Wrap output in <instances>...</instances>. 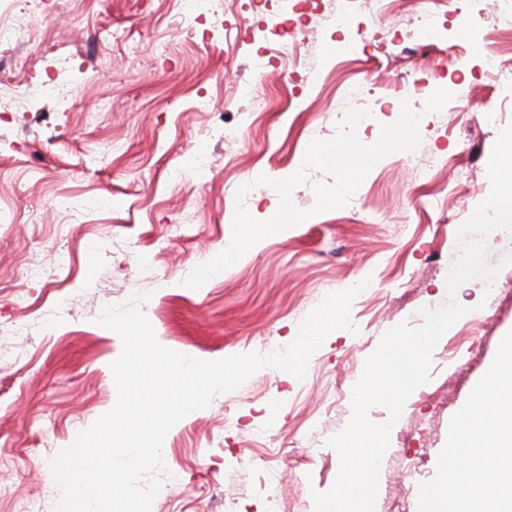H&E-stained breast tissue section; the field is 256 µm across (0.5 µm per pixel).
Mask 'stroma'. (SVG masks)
<instances>
[{"instance_id": "obj_1", "label": "stroma", "mask_w": 512, "mask_h": 512, "mask_svg": "<svg viewBox=\"0 0 512 512\" xmlns=\"http://www.w3.org/2000/svg\"><path fill=\"white\" fill-rule=\"evenodd\" d=\"M497 0H451L446 26L398 48L337 64L341 44L303 8L306 65L273 62L243 81L261 30L291 19L293 0H220L205 34L177 28L171 0H17L32 39L0 57V88L27 83L41 109L17 110L0 128V325L28 339L0 348V484L55 512L61 493L49 462L117 400L111 370L120 336L99 323L104 307L141 308L163 346L206 361L269 353L292 343L307 314L353 277L380 274L351 306V328L330 333L303 378L264 367L239 389L177 423L165 438L167 474L151 512H295L338 476L328 438L347 425L352 388L383 335L418 327L422 309L455 297L479 322L467 349L450 355L452 325L431 355L429 381L407 399L390 435L376 512H425L462 408L512 332V233L487 237L492 285L475 279L448 294L457 233L491 192L488 161L512 105L484 68L494 47L486 18ZM122 34L103 44L104 31ZM469 97L460 110L425 112L440 88ZM406 100L421 113L420 143L378 162L349 204L313 213L310 167L292 192L311 210L303 222L259 242L202 288L184 279L232 230L236 192L269 219L279 197L258 184L294 171L312 140L337 136L348 108ZM189 226L178 236L177 225ZM71 262L55 288L60 257ZM42 280L26 281V267ZM27 286L31 305L10 303ZM238 426L225 431V417ZM418 459L415 478L405 476ZM284 484L270 507V469Z\"/></svg>"}]
</instances>
